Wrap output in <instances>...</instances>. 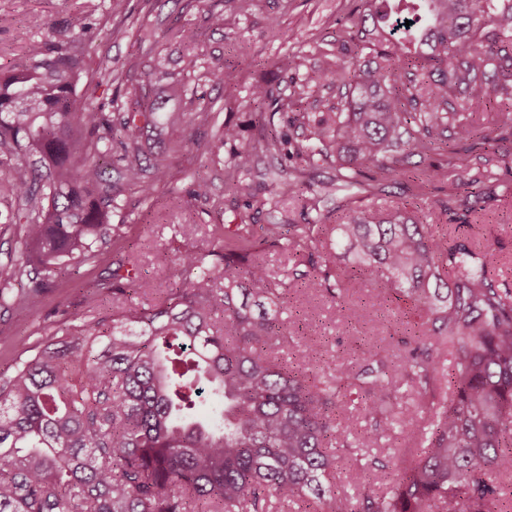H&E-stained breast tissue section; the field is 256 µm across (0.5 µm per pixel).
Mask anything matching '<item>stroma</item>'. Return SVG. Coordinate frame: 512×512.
<instances>
[{
  "label": "stroma",
  "mask_w": 512,
  "mask_h": 512,
  "mask_svg": "<svg viewBox=\"0 0 512 512\" xmlns=\"http://www.w3.org/2000/svg\"><path fill=\"white\" fill-rule=\"evenodd\" d=\"M216 3L224 12L220 27L206 22L201 0H125L118 13L110 12L109 0H0V67L20 63L29 45L44 38V31L32 24L34 17H42L60 30L85 12L92 15L95 28L93 40L85 45L86 55L94 63L111 60L114 72L111 82L102 86L93 77H83L76 96L78 108L127 111L130 90L156 81L152 67L159 62L173 78L194 88L201 106L210 113L208 122L190 125L170 137H157L152 129L142 132L146 152L170 155L180 170L177 180L170 187L156 189L146 202L138 194L125 195L112 217L113 223L121 225L122 234L112 238L96 262L64 271L56 288L36 309L0 315V377L12 374L22 346H34L54 327L111 313L109 294L96 290L95 285L107 278L119 253L133 249L143 281L152 290L164 289L177 280L174 256L210 250L218 224L335 225L355 211L381 216L397 209L411 212L421 205L428 222L444 233L449 201L476 189L482 191L484 203L472 237L486 245L494 258L491 276L495 285L512 289V168L503 164L473 155L460 166L451 148L444 146L428 158L411 157L407 175L399 182H380L369 191L342 198L340 204L324 205L316 185L335 179L331 161H315L307 170L302 191L291 194L284 190L271 201L267 186L278 176L280 161L260 152L242 190L229 191L224 167L208 153V144L227 122L239 126L243 142L252 141V82L261 78L274 94H290L294 82L321 66L324 53L335 49L343 35L342 24L358 2L256 0L246 18L236 14L231 0ZM185 22L192 23L196 31V40L190 44L174 40L171 33ZM274 28L280 32L276 40L270 37ZM187 54L198 55L210 65L237 67L242 73L237 91L227 93L196 74L182 72L181 59ZM286 54L296 58L298 69L276 71L273 61ZM132 56L143 66L129 73L122 65ZM198 179L207 181L209 195L194 200L187 192ZM262 258L278 274L276 287L288 289V306L303 324L298 342L309 348L314 363L333 361L366 341L393 348V338L403 331L405 319L425 320L411 301L380 300L378 284L346 280L340 302L334 303L318 285L296 281L281 250H266Z\"/></svg>",
  "instance_id": "obj_1"
}]
</instances>
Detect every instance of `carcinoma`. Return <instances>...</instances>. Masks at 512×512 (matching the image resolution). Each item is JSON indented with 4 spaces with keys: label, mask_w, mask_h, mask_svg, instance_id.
<instances>
[{
    "label": "carcinoma",
    "mask_w": 512,
    "mask_h": 512,
    "mask_svg": "<svg viewBox=\"0 0 512 512\" xmlns=\"http://www.w3.org/2000/svg\"><path fill=\"white\" fill-rule=\"evenodd\" d=\"M359 2L337 54L306 72L290 98L253 87L256 134L224 158L230 186L243 184L257 151L282 154L275 116L313 85L349 96L313 125L293 112L308 135L296 152L305 167L288 188L323 155L336 162V180L319 185L325 197L367 191L365 169L396 182L410 156L447 141L466 161L496 140L468 119L475 102L512 122V97L495 93L512 87V0ZM91 30L89 16L79 17L0 70V194L11 199L15 242L0 263L1 310L34 308L64 263L95 262L119 230L112 210L125 193L147 197L172 183L168 157L146 155L139 140L158 127L160 100L180 97L188 124L208 119L184 84L139 85L132 108L115 115L75 111ZM200 68L226 89L240 80L234 67L188 60V71ZM107 165L119 173L112 182ZM479 202L463 199L446 235L421 208L336 225L353 276L386 281L384 301L405 296L426 316L391 354L357 347L355 372L312 365L304 348L288 352L300 325L288 315V289L271 287L274 272L256 255L295 251L307 267L299 278L336 299L343 277L324 224L290 236L267 224L256 242L248 224H219L215 247L180 255V283L147 304L130 298L147 291L138 257H118L97 284L112 294V314L50 334L0 377V512H512V291L494 286L471 241ZM400 382L416 389V411L341 430L345 390L361 391L364 410L377 415ZM423 412L420 448L387 449L381 491L351 495L330 483L342 462L336 449L370 468L389 431H408Z\"/></svg>",
    "instance_id": "cac0c4a2"
}]
</instances>
